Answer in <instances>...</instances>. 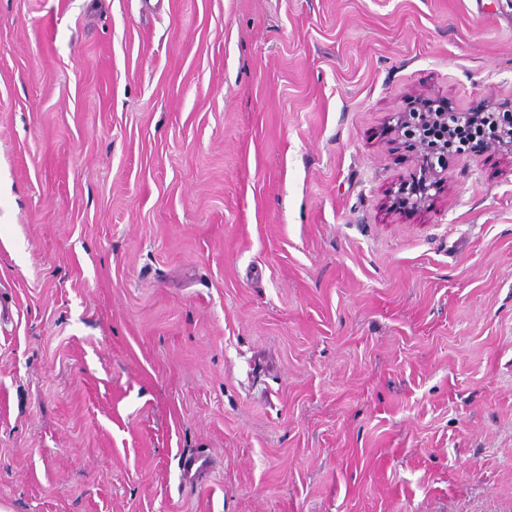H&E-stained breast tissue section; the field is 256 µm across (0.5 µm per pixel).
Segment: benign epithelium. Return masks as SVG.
<instances>
[{"label":"benign epithelium","mask_w":512,"mask_h":512,"mask_svg":"<svg viewBox=\"0 0 512 512\" xmlns=\"http://www.w3.org/2000/svg\"><path fill=\"white\" fill-rule=\"evenodd\" d=\"M392 129L408 142L417 153L418 174L401 183L392 195V203L399 211L417 212L426 209L434 199L433 191L448 171V144L437 136V128L453 129L483 121L480 125L487 147L507 148L512 151L511 112H429L391 113Z\"/></svg>","instance_id":"1"}]
</instances>
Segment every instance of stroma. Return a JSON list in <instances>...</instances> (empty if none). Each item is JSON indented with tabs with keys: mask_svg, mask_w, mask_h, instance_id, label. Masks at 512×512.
<instances>
[{
	"mask_svg": "<svg viewBox=\"0 0 512 512\" xmlns=\"http://www.w3.org/2000/svg\"><path fill=\"white\" fill-rule=\"evenodd\" d=\"M512 0H0L6 512H512ZM392 129L408 142L417 153L418 174L401 183L392 195V203L399 211L417 212L425 210L434 199L432 191L448 171V153L454 149L458 138L470 137L468 130H455L448 138V128L462 127L481 120L479 123L487 148H507L512 153V113L511 112H429L421 106L419 111L393 112ZM437 127L446 130V137L437 136Z\"/></svg>",
	"mask_w": 512,
	"mask_h": 512,
	"instance_id": "1",
	"label": "stroma"
}]
</instances>
